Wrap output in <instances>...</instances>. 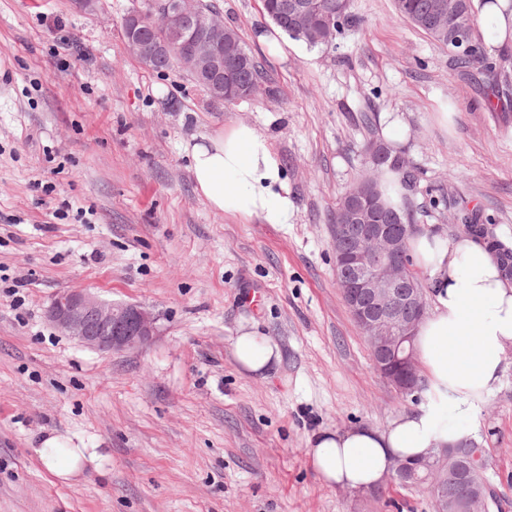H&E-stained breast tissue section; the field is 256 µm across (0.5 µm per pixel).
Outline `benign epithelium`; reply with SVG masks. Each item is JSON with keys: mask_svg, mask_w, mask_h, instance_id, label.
I'll return each instance as SVG.
<instances>
[{"mask_svg": "<svg viewBox=\"0 0 512 512\" xmlns=\"http://www.w3.org/2000/svg\"><path fill=\"white\" fill-rule=\"evenodd\" d=\"M284 8L293 31L316 33L306 3L287 0ZM157 21L163 25L164 36L144 33ZM126 25L135 30L125 39L126 48L147 68L169 57L175 42L185 41L179 63L188 75L207 86L214 101H224V76L231 74L235 54L224 51L229 29L223 15L204 13L201 0H166L160 7L149 0L147 8L127 15ZM468 27L465 19L457 23L450 54L472 53ZM348 195L352 200L339 208L332 231L336 284L368 341L375 370L401 394L410 395L420 382L414 339L425 317L424 290L409 276L406 250L407 234L415 225L383 223L384 210L364 183ZM47 316L65 335L100 352L144 345L155 331V318L145 308L104 302L82 290L59 293L48 307ZM459 454L478 458L468 442L455 449L444 446L415 465L393 462L388 482L404 484L416 477V470L422 467L426 476L421 481L427 483L439 512H465L478 500L487 498L481 486L464 481L450 495L448 489L429 481V473L447 465L448 457Z\"/></svg>", "mask_w": 512, "mask_h": 512, "instance_id": "7a95c632", "label": "benign epithelium"}]
</instances>
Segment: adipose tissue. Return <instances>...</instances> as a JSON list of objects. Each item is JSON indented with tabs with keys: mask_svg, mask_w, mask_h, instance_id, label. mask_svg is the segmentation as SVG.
<instances>
[{
	"mask_svg": "<svg viewBox=\"0 0 512 512\" xmlns=\"http://www.w3.org/2000/svg\"><path fill=\"white\" fill-rule=\"evenodd\" d=\"M483 30L488 54L512 40V16L490 0H470ZM195 190L218 212L267 224L287 223L293 202L269 139L239 124L188 144ZM409 248L427 274L433 311L421 323L417 352L425 372V403L393 419L384 429L321 430L310 440L317 474L329 485L365 491L386 478L395 458H420L437 447L467 438L448 416L472 421L500 386L502 355L512 349V279L475 238L448 235L441 228L415 232ZM234 358L246 372H265L279 352L262 337L245 332L233 343ZM36 455L56 478L68 481L94 462L90 448H64L43 439Z\"/></svg>",
	"mask_w": 512,
	"mask_h": 512,
	"instance_id": "ef3b65f1",
	"label": "adipose tissue"
}]
</instances>
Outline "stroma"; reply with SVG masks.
<instances>
[{
	"label": "stroma",
	"mask_w": 512,
	"mask_h": 512,
	"mask_svg": "<svg viewBox=\"0 0 512 512\" xmlns=\"http://www.w3.org/2000/svg\"><path fill=\"white\" fill-rule=\"evenodd\" d=\"M135 4L0 0V512H434L426 489L355 493L312 466L314 432L420 406L374 369L336 285L332 216L391 117L432 188L415 224L459 235L465 206L512 245V110H489L394 0H351L358 24L335 45L283 56L260 42L261 0H218L278 93L213 103L129 55ZM241 123L272 143L289 223L215 212L194 189L186 144ZM75 289L147 308L150 341L100 353L64 336L46 310ZM248 330L280 350L260 375L233 357ZM503 363L475 421L491 512H512V349ZM48 435L99 467L59 482L35 454Z\"/></svg>",
	"instance_id": "stroma-1"
}]
</instances>
